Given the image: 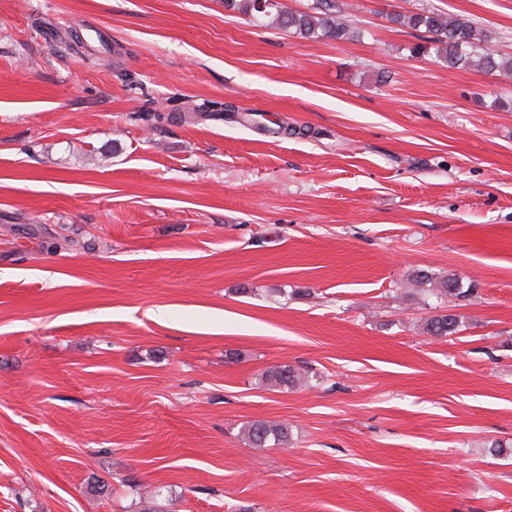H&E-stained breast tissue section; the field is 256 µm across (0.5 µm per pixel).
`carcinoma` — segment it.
Wrapping results in <instances>:
<instances>
[{
    "label": "carcinoma",
    "instance_id": "1",
    "mask_svg": "<svg viewBox=\"0 0 512 512\" xmlns=\"http://www.w3.org/2000/svg\"><path fill=\"white\" fill-rule=\"evenodd\" d=\"M224 7L238 10L258 23H269L303 39L347 40L354 36L353 20L336 5V0H313L306 11H287L276 0L260 7L258 0H224ZM390 21L413 30H424L428 44L413 48L417 56L435 53V58L450 69L478 68L485 72L512 74V56L498 53L492 37L476 22L463 14L444 11L422 13H393ZM417 286H430L429 292L440 299H459L471 295L463 289L454 275L436 276L425 271L413 279ZM461 320L455 314L440 313L428 317L423 331L442 338L460 331ZM302 374L293 366L281 364L265 372V384L270 390L295 386ZM245 436L255 448L271 445L286 446L290 442L288 425L282 422L253 421L247 425Z\"/></svg>",
    "mask_w": 512,
    "mask_h": 512
}]
</instances>
